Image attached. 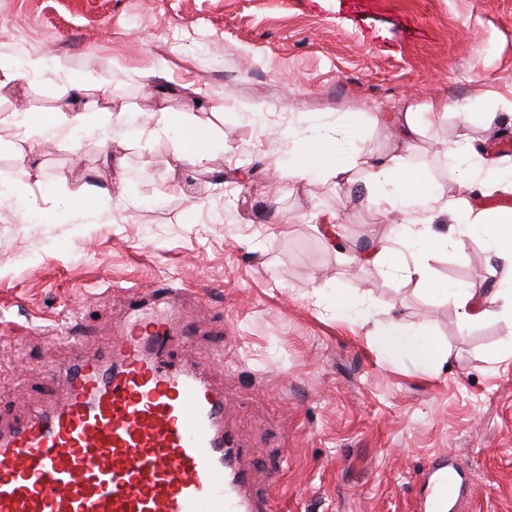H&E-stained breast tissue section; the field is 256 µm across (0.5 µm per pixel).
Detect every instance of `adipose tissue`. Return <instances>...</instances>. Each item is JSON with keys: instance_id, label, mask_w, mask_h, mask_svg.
<instances>
[{"instance_id": "ef3b65f1", "label": "adipose tissue", "mask_w": 512, "mask_h": 512, "mask_svg": "<svg viewBox=\"0 0 512 512\" xmlns=\"http://www.w3.org/2000/svg\"><path fill=\"white\" fill-rule=\"evenodd\" d=\"M469 105L448 99H439L421 105L407 106L399 112L397 121L405 137L419 134L424 124L447 114H455L468 120ZM98 118L94 112H67L55 108L49 113L26 110L25 113L1 112L0 133L13 136H29L38 132L43 147L58 146L60 139H73L88 131ZM164 128L176 131L180 145L194 143L188 156L196 164L208 159L209 130L205 122L190 112H165L160 116ZM443 154L457 163L458 195L446 196L441 189L426 190L416 179L410 178L405 164L398 157L366 162L364 182L367 187L365 200L369 207L381 212L393 210L396 201H403L404 213L416 220L417 226L406 239L383 245L370 253L368 263L381 268L388 277L402 276L428 287L432 284L428 265L418 260L414 252L419 247L431 248L448 244V236L436 233L431 225L419 223L422 215L444 217L456 212L468 217L467 232L484 237L487 245L500 260L512 270V208L474 209L468 198L476 184L496 188L500 182V170L496 161L472 150L467 133H460L457 140L445 146ZM451 297L462 326L482 320L490 315L512 320V289L489 295L478 288L452 290ZM377 342L390 351H403L420 365H435L441 358L431 340L405 333L398 324L388 323L377 333Z\"/></svg>"}]
</instances>
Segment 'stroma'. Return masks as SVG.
I'll use <instances>...</instances> for the list:
<instances>
[{
	"label": "stroma",
	"mask_w": 512,
	"mask_h": 512,
	"mask_svg": "<svg viewBox=\"0 0 512 512\" xmlns=\"http://www.w3.org/2000/svg\"><path fill=\"white\" fill-rule=\"evenodd\" d=\"M0 56L43 62L2 109L53 111L90 73L100 108L131 115L116 137L0 144L1 431L54 404L49 369L109 360L127 290L167 284L185 291L175 332L195 339L166 356L223 348L207 381L277 512H414L440 455L474 475L457 512H512V321L461 327L446 295L499 288L498 259L459 215L433 222L454 236L425 254L437 291L385 279L361 255L403 239L405 217L367 208L357 182L367 155L398 154L452 194L443 145L465 130L502 150L512 116L483 93H512V0H0ZM434 98L474 120L395 136V112ZM163 108L209 123L206 167L159 130ZM326 133L348 174L296 177L294 148ZM390 318L447 361L431 373L380 346Z\"/></svg>",
	"instance_id": "obj_1"
}]
</instances>
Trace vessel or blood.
<instances>
[{
  "label": "vessel or blood",
  "instance_id": "vessel-or-blood-1",
  "mask_svg": "<svg viewBox=\"0 0 512 512\" xmlns=\"http://www.w3.org/2000/svg\"><path fill=\"white\" fill-rule=\"evenodd\" d=\"M177 336L140 318L112 361L51 371L52 410L0 432V512H272L220 426L224 399L199 368L170 367ZM419 512H447L465 490L437 463Z\"/></svg>",
  "mask_w": 512,
  "mask_h": 512
}]
</instances>
